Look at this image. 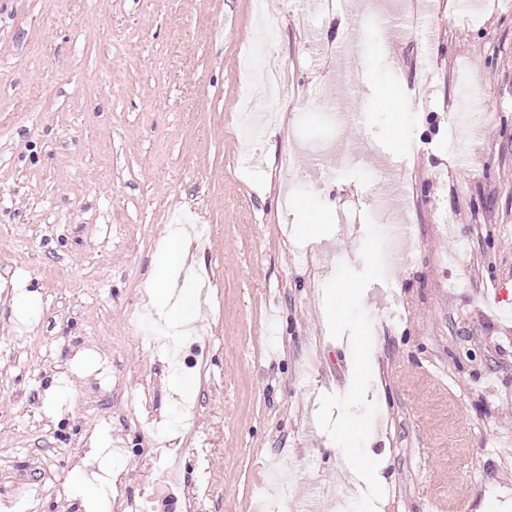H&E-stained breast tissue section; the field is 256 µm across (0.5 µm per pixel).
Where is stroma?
<instances>
[{
	"label": "stroma",
	"instance_id": "1",
	"mask_svg": "<svg viewBox=\"0 0 512 512\" xmlns=\"http://www.w3.org/2000/svg\"><path fill=\"white\" fill-rule=\"evenodd\" d=\"M357 2L0 0V512H297L316 483L328 512L512 498V318L486 298L494 277L512 300V0H403L416 34L390 49ZM270 47L286 83L258 98ZM326 76L351 95L337 132ZM249 97L276 115L256 141ZM332 134L314 180L281 167ZM379 153L404 214L377 202ZM302 199L329 237H297ZM395 222L414 254L390 266ZM174 230L200 307L182 340L149 294ZM348 419L361 447L336 445ZM355 294V288L349 284H341L338 288L334 286L328 294L326 314L331 321L343 320L350 299Z\"/></svg>",
	"mask_w": 512,
	"mask_h": 512
}]
</instances>
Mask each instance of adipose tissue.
Instances as JSON below:
<instances>
[{"instance_id":"1","label":"adipose tissue","mask_w":512,"mask_h":512,"mask_svg":"<svg viewBox=\"0 0 512 512\" xmlns=\"http://www.w3.org/2000/svg\"><path fill=\"white\" fill-rule=\"evenodd\" d=\"M187 260L185 236L174 232L168 235L161 251V261L168 275L152 284L150 292L154 306L166 322L191 335L198 317V296L194 289L179 284L175 273Z\"/></svg>"}]
</instances>
